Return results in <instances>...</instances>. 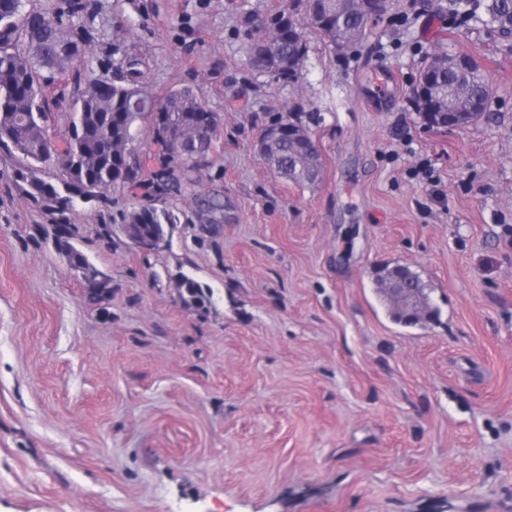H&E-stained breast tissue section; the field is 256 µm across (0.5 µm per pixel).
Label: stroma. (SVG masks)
Returning a JSON list of instances; mask_svg holds the SVG:
<instances>
[{"instance_id":"stroma-1","label":"stroma","mask_w":512,"mask_h":512,"mask_svg":"<svg viewBox=\"0 0 512 512\" xmlns=\"http://www.w3.org/2000/svg\"><path fill=\"white\" fill-rule=\"evenodd\" d=\"M286 2L90 0L84 56L42 82L49 137L73 72L105 76L116 45L151 94L192 88L221 119L207 166L154 202L177 218L158 249L99 235L141 191L71 213L101 303L0 150V512H512V45L388 0L361 50L308 32L284 83L250 66L244 19ZM440 46L482 66L480 121L431 128L410 105ZM297 105L323 117L313 186L256 149ZM216 193L223 211L200 209ZM386 264L420 274L433 322L391 321ZM185 275L211 305L183 303Z\"/></svg>"}]
</instances>
